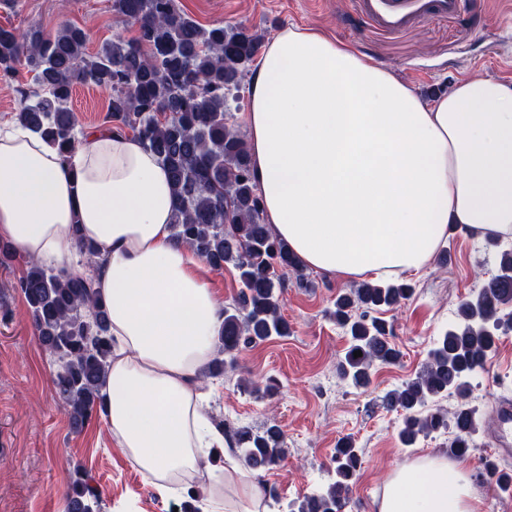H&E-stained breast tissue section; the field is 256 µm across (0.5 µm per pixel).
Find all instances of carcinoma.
<instances>
[{"label":"carcinoma","mask_w":512,"mask_h":512,"mask_svg":"<svg viewBox=\"0 0 512 512\" xmlns=\"http://www.w3.org/2000/svg\"><path fill=\"white\" fill-rule=\"evenodd\" d=\"M112 12L135 28L90 55L88 34L65 24L53 33L39 26L25 31L0 26V80L19 67L33 74L34 87L21 91L17 125L41 133L63 156L78 146L72 91L92 83L112 91L108 128L130 129L166 167L177 200L172 238L195 250L216 269L230 264L241 290L224 307L217 356L207 376H220L238 354L272 336H287L280 313L281 281L292 273L307 282L284 242L263 220L262 197L249 149L229 123V101L240 100L241 82L259 54L263 35L246 26L205 28L182 12L178 0H110ZM72 243L96 265V249L73 227ZM94 276L27 262L14 284L24 298L42 348L54 358L55 393L71 425L81 429L104 410L101 388L112 355L108 311ZM405 284L363 282L336 296L329 317L348 337L337 364L339 377L356 387L370 382L377 363H392L398 351L376 313L407 299ZM512 249L500 251L497 273L476 295L462 301L457 321L439 337L415 377L388 392V406L401 411V443L410 448L432 433L448 434V456L459 458L475 447L476 411L470 406L469 378L485 369L499 334L512 330ZM362 356L354 357V352ZM456 395L450 411L440 399ZM248 467L269 470L286 457L285 438L275 423L262 431L250 425L226 427L213 421ZM333 471L326 484L284 512H343L361 465L355 442L336 443ZM480 476L500 490L509 481L486 460ZM68 512H100L101 492L79 467L70 473Z\"/></svg>","instance_id":"cac0c4a2"}]
</instances>
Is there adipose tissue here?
I'll list each match as a JSON object with an SVG mask.
<instances>
[{"label":"adipose tissue","instance_id":"obj_1","mask_svg":"<svg viewBox=\"0 0 512 512\" xmlns=\"http://www.w3.org/2000/svg\"><path fill=\"white\" fill-rule=\"evenodd\" d=\"M247 123L264 220L309 268L414 274L449 225L512 235V85L469 77L426 103L352 44L289 25L252 74ZM175 204L166 169L136 138L94 130L64 158L36 133L0 129V240L66 267L77 220L98 249L117 447L162 495L203 474L202 512H268L202 405L224 303L202 258L171 238ZM467 475L463 461L416 459L387 479L377 512H478Z\"/></svg>","mask_w":512,"mask_h":512}]
</instances>
